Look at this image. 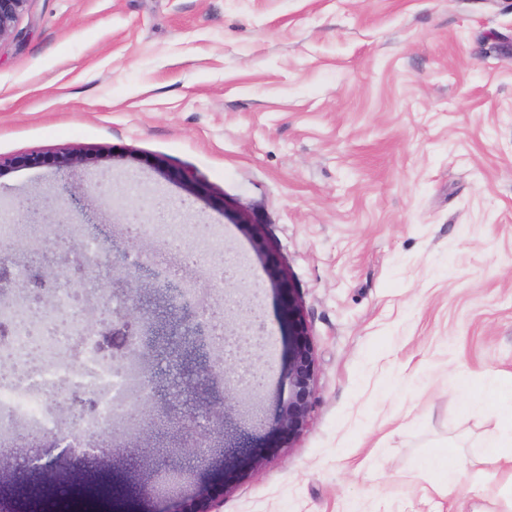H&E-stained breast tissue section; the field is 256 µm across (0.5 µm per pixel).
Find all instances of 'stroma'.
<instances>
[{"instance_id": "1", "label": "stroma", "mask_w": 512, "mask_h": 512, "mask_svg": "<svg viewBox=\"0 0 512 512\" xmlns=\"http://www.w3.org/2000/svg\"><path fill=\"white\" fill-rule=\"evenodd\" d=\"M15 29L0 40V224L38 239L14 201L66 184L62 228L170 267L228 325L252 299L268 338L229 362L188 343L182 364H145L153 415L170 388L190 407L234 399L227 428L255 452L232 473L220 435L204 463L171 430L117 463L49 436L55 486L85 470L121 512H176L200 487L220 512H505L512 472L483 460L504 425L469 400L512 374V0H29ZM78 150L104 153L107 196L89 192L93 168L59 166ZM131 207L169 220L129 240ZM96 278L107 290L67 269L73 310L122 307L123 272ZM288 294L319 365L292 441L275 427ZM446 448L469 463L461 503L419 468ZM13 457L0 493L22 510L46 486L29 449Z\"/></svg>"}]
</instances>
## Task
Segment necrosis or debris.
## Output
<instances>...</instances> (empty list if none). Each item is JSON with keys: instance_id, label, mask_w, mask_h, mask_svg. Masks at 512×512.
I'll use <instances>...</instances> for the list:
<instances>
[{"instance_id": "obj_1", "label": "necrosis or debris", "mask_w": 512, "mask_h": 512, "mask_svg": "<svg viewBox=\"0 0 512 512\" xmlns=\"http://www.w3.org/2000/svg\"><path fill=\"white\" fill-rule=\"evenodd\" d=\"M27 303L20 298L0 302V321L10 322L12 330L0 338V358L10 360L0 370V433L25 425L41 430L55 429L58 414L51 405L52 397L78 392L90 395L94 409L77 429L71 447H80L84 438L111 428L132 390L144 384L134 373L118 371L100 354L97 337L73 329L55 336L35 333L25 321ZM81 343L83 355L71 360L68 354L74 343ZM40 348L43 361L39 370L15 376L13 365L24 364L33 348Z\"/></svg>"}]
</instances>
